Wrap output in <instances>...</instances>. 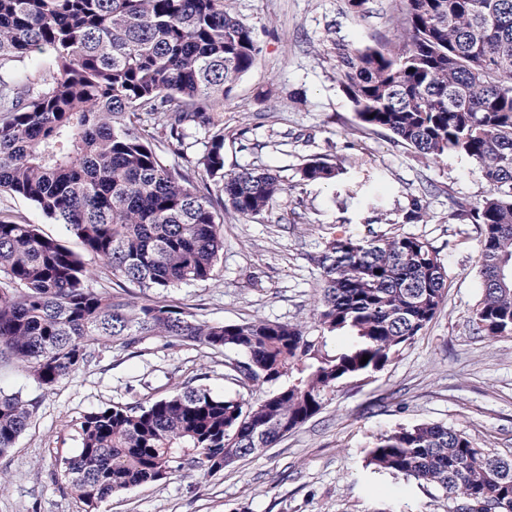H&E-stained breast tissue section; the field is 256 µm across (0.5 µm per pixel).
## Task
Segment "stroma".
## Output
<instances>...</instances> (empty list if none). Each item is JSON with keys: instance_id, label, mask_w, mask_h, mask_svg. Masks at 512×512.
<instances>
[{"instance_id": "obj_1", "label": "stroma", "mask_w": 512, "mask_h": 512, "mask_svg": "<svg viewBox=\"0 0 512 512\" xmlns=\"http://www.w3.org/2000/svg\"><path fill=\"white\" fill-rule=\"evenodd\" d=\"M262 52L224 102V170L270 168L287 192L256 219L224 218V257L213 280L164 292L169 304L210 324L263 318L309 321L321 287L313 258L335 235L375 232L425 239L448 271L440 313L383 370L340 384L323 409L272 447L210 476L190 470L113 496L98 512H448L441 492L367 467L381 434L423 421L465 431L512 452V339L475 333L481 296L479 225L457 204L488 190L470 159L432 164L361 126L336 79L335 42L373 44L393 35L400 0H370L355 18L342 0H229ZM342 158L331 183H302L305 159ZM423 223L405 214L413 200ZM0 212L24 217L72 250L79 242L28 200L0 193ZM223 354L148 336L134 347H100L96 359L42 388L14 362L0 364V392L35 400L16 446L0 455V512H80L61 480L60 460L77 453L79 426L93 409L136 405L186 385L238 396Z\"/></svg>"}]
</instances>
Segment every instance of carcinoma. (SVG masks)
Here are the masks:
<instances>
[{"label": "carcinoma", "mask_w": 512, "mask_h": 512, "mask_svg": "<svg viewBox=\"0 0 512 512\" xmlns=\"http://www.w3.org/2000/svg\"><path fill=\"white\" fill-rule=\"evenodd\" d=\"M402 3L397 40L337 46L336 77L362 126L429 163L473 162L489 190L458 204L482 228L472 325L512 339V279L500 278L512 269V0ZM260 54L226 0H0V192L63 225L121 288L161 294L213 279L224 213L254 219L286 193L269 168L224 172V100ZM152 120L156 135L145 129ZM192 126L206 138L194 156ZM344 171L343 159L310 158L299 181ZM313 262L322 288L311 325L207 324L174 305L97 291L78 254L0 214V359L25 365L40 386L89 364L102 342L158 336L238 354L227 362L232 380L274 387L244 399L200 384L88 413L61 471L83 512L186 467L206 476L271 447L341 383L412 344L447 293V269L420 237L341 234ZM35 409L0 393V454ZM367 465L443 492L448 512H512V455L442 423L380 435Z\"/></svg>", "instance_id": "carcinoma-1"}]
</instances>
